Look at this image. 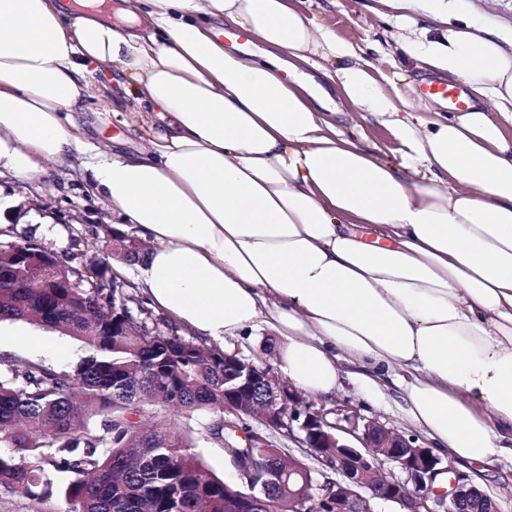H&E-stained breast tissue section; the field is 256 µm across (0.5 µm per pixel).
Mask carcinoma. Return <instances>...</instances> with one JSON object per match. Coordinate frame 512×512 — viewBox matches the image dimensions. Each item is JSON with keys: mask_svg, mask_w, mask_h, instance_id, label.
Wrapping results in <instances>:
<instances>
[{"mask_svg": "<svg viewBox=\"0 0 512 512\" xmlns=\"http://www.w3.org/2000/svg\"><path fill=\"white\" fill-rule=\"evenodd\" d=\"M30 238L3 251L0 322L35 321L83 345L71 367L3 361L0 371V490L41 504L54 478L67 512H289L285 448L271 440L248 448L250 428L224 429V392L241 370L224 353L177 333H163L145 310L112 330V309L126 295L112 287L104 260L73 272L55 268ZM209 418L177 431L170 413ZM229 445L257 460L265 486L250 490L228 471L215 475L195 451ZM331 488L303 491L304 512H324Z\"/></svg>", "mask_w": 512, "mask_h": 512, "instance_id": "carcinoma-1", "label": "carcinoma"}]
</instances>
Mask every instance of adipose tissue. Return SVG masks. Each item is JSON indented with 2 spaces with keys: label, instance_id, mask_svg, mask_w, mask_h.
<instances>
[{
  "label": "adipose tissue",
  "instance_id": "1",
  "mask_svg": "<svg viewBox=\"0 0 512 512\" xmlns=\"http://www.w3.org/2000/svg\"><path fill=\"white\" fill-rule=\"evenodd\" d=\"M0 0V167L20 177L89 151L78 111L105 65L135 81L158 125L135 154L97 153L92 186L153 243L136 270L152 300L214 338L265 325L280 371L329 394L357 365L385 379L436 451L512 460V52L496 30L449 21L448 0H375L433 38L409 45L495 113L413 124L373 64L315 33L296 0ZM266 47L225 49L213 22ZM338 59L342 97L388 125L410 183L345 138L330 105L279 55Z\"/></svg>",
  "mask_w": 512,
  "mask_h": 512
}]
</instances>
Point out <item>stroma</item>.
I'll list each match as a JSON object with an SVG mask.
<instances>
[{
  "mask_svg": "<svg viewBox=\"0 0 512 512\" xmlns=\"http://www.w3.org/2000/svg\"><path fill=\"white\" fill-rule=\"evenodd\" d=\"M373 6V0H301V9L314 30L331 33L337 40L351 45L359 57L371 62L381 73L385 87L407 101V110L413 117L431 116L437 111V104L419 93L421 81L429 78L431 72L401 48L404 41L421 38L424 29L430 26L429 21L420 16L408 23L389 12L374 11ZM451 8L456 15L512 37V0H451ZM304 72L309 87H319L330 94L338 111L336 126L344 137L358 142L373 156L402 166L401 145L386 125L362 115L340 96L335 83L323 71L308 66ZM92 84V94L82 106V119L90 141L102 147L118 138L126 152L144 149L151 137L145 107L139 105L134 94L113 83L111 70L95 74ZM93 161L94 154L89 151L48 165L44 172L29 178L7 170L0 172V201L5 204L0 210V250L29 238L58 253L65 264L82 267L109 252L112 235L117 231L137 244L149 246V239L143 237L139 228L113 213L111 206L93 191L90 182ZM152 313L162 331L175 329L205 346L258 356L271 367L277 364L276 354L263 351L275 339L266 327L216 340L196 335L161 308H153ZM32 333L44 337V345L26 344L27 335ZM80 354L79 342L69 336L28 322L0 323V360L65 367L77 361ZM340 368L343 379L335 393L329 396L306 393L302 396L304 403L331 422L336 419L337 406H348L359 419H378L387 427L415 437L418 444L431 446V439L405 419L400 409L402 393L395 385L387 386L385 404L375 406L351 380L353 365L344 361ZM452 464L493 494L500 512H512V461L493 458L485 463H470L456 458Z\"/></svg>",
  "mask_w": 512,
  "mask_h": 512,
  "instance_id": "35a3bbf8",
  "label": "stroma"
}]
</instances>
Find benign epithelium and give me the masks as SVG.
I'll return each mask as SVG.
<instances>
[{
  "label": "benign epithelium",
  "mask_w": 512,
  "mask_h": 512,
  "mask_svg": "<svg viewBox=\"0 0 512 512\" xmlns=\"http://www.w3.org/2000/svg\"><path fill=\"white\" fill-rule=\"evenodd\" d=\"M251 377L247 376L241 387L224 395V414L241 417L242 396L249 392ZM265 430H274L285 436L298 424L303 432L306 451L299 458L289 455L288 475L301 479V487H307L311 467L305 457L314 455L324 463V468L336 474L331 481L336 500L328 512H375L370 501L391 502L399 512H499L496 500L470 482L468 476L457 471L452 464L443 463L432 449L415 444V439L376 421L352 423L346 428L329 423L319 412L299 411L286 404L271 406L259 417ZM316 448H328L321 455ZM393 463L402 478L384 477L376 490H371L365 475L383 472L384 462ZM239 476L250 483L259 477L254 459L236 464ZM448 477V490L434 487L437 476Z\"/></svg>",
  "instance_id": "7a95c632"
}]
</instances>
